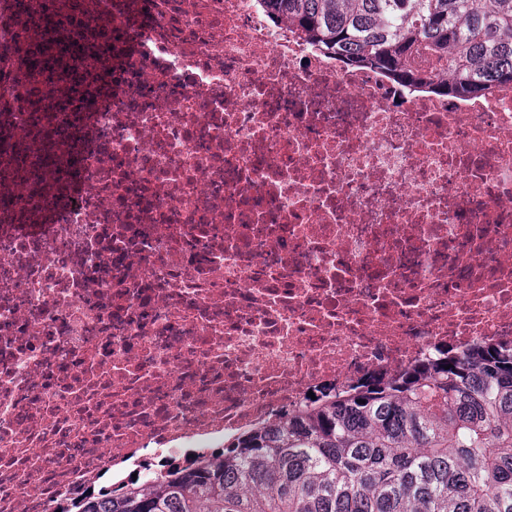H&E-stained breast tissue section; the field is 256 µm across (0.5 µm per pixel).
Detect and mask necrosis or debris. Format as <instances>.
Wrapping results in <instances>:
<instances>
[{
	"label": "necrosis or debris",
	"mask_w": 512,
	"mask_h": 512,
	"mask_svg": "<svg viewBox=\"0 0 512 512\" xmlns=\"http://www.w3.org/2000/svg\"><path fill=\"white\" fill-rule=\"evenodd\" d=\"M0 0V512L512 343V89L400 91L260 0Z\"/></svg>",
	"instance_id": "4bbe7bcc"
}]
</instances>
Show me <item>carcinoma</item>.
Segmentation results:
<instances>
[{"label": "carcinoma", "mask_w": 512, "mask_h": 512, "mask_svg": "<svg viewBox=\"0 0 512 512\" xmlns=\"http://www.w3.org/2000/svg\"><path fill=\"white\" fill-rule=\"evenodd\" d=\"M18 2L24 23H53ZM261 2L340 66L406 90L512 84V0ZM78 512H512V348L441 349Z\"/></svg>", "instance_id": "1"}]
</instances>
